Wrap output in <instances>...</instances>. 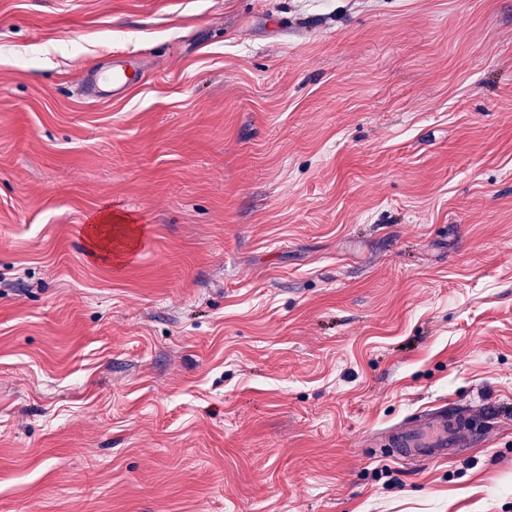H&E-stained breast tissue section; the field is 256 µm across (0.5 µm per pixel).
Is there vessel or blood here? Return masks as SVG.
<instances>
[{
    "label": "vessel or blood",
    "instance_id": "1",
    "mask_svg": "<svg viewBox=\"0 0 512 512\" xmlns=\"http://www.w3.org/2000/svg\"><path fill=\"white\" fill-rule=\"evenodd\" d=\"M141 72V67L117 58L110 67L88 73L81 81V90L90 98H122L138 82ZM479 437L469 409L442 404L388 427L380 446L400 460L433 461L448 458L478 442Z\"/></svg>",
    "mask_w": 512,
    "mask_h": 512
}]
</instances>
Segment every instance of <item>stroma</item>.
Returning a JSON list of instances; mask_svg holds the SVG:
<instances>
[{"label": "stroma", "mask_w": 512, "mask_h": 512, "mask_svg": "<svg viewBox=\"0 0 512 512\" xmlns=\"http://www.w3.org/2000/svg\"><path fill=\"white\" fill-rule=\"evenodd\" d=\"M0 512H512V0H0ZM141 72V66H134L123 58H117L110 67L88 73L82 79L80 87L83 94L90 98L104 95L113 99L123 98L138 82ZM87 226L88 251L93 256L105 255L112 262V250L104 244V230L112 224V212H101L92 215ZM480 436L469 409L444 403L388 427L379 445L386 454L400 460L433 461L468 448Z\"/></svg>", "instance_id": "35a3bbf8"}]
</instances>
